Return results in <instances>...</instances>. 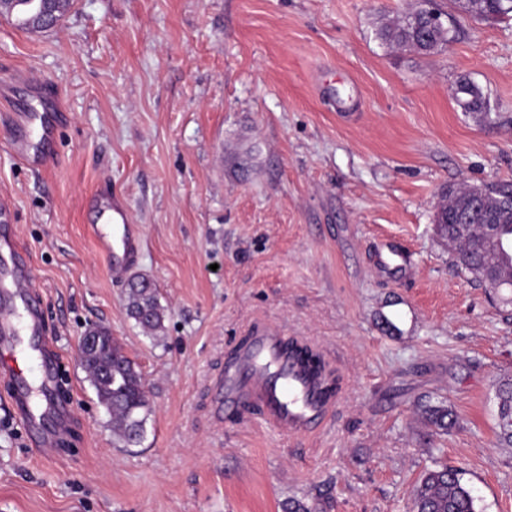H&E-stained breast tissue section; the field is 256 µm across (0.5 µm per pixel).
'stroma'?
Instances as JSON below:
<instances>
[{"label": "stroma", "instance_id": "stroma-1", "mask_svg": "<svg viewBox=\"0 0 512 512\" xmlns=\"http://www.w3.org/2000/svg\"><path fill=\"white\" fill-rule=\"evenodd\" d=\"M420 0H72L58 29L0 16V113L53 83L52 169L0 128V204L28 254L73 412L33 451L0 382V512H409L425 469L459 468L477 512H512L495 389L512 378V290L455 265L437 234L451 188L512 183V19L458 18L425 56L377 31ZM470 77L490 117L453 92ZM121 195L142 231L134 274L161 339L126 310L87 200ZM390 241L406 266L379 265ZM109 327L150 392L123 446L80 365ZM319 355L335 386L312 430L215 412L216 381L257 330ZM457 421L432 426L426 408Z\"/></svg>", "mask_w": 512, "mask_h": 512}]
</instances>
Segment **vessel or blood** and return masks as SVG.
Instances as JSON below:
<instances>
[{"mask_svg": "<svg viewBox=\"0 0 512 512\" xmlns=\"http://www.w3.org/2000/svg\"><path fill=\"white\" fill-rule=\"evenodd\" d=\"M10 123L17 131L11 146L29 168L41 171L54 163L56 113L15 112ZM33 127L39 131L35 145L25 135ZM7 215L1 208L0 379L9 387L14 416L35 431L32 447L45 452L56 445V435L45 422L63 415L56 399L58 359L49 351L40 296L30 284L28 264L18 252ZM99 218L92 228L96 247L112 280L124 281L141 249V229L131 223L124 202L114 195L103 198ZM220 386L224 409L258 406L266 420L286 430H306L327 405L318 380L289 354L283 337L273 330L252 338Z\"/></svg>", "mask_w": 512, "mask_h": 512, "instance_id": "obj_1", "label": "vessel or blood"}]
</instances>
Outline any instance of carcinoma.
<instances>
[{"label": "carcinoma", "instance_id": "cac0c4a2", "mask_svg": "<svg viewBox=\"0 0 512 512\" xmlns=\"http://www.w3.org/2000/svg\"><path fill=\"white\" fill-rule=\"evenodd\" d=\"M457 12L463 17L496 18L512 14V0H454ZM0 9L6 17L17 20L18 27L39 32L43 26L40 0H4ZM381 40L400 47L412 49L422 55H431L445 48L453 39L449 27L430 28L425 13L417 10L403 22L382 27ZM454 99L466 104L468 112H488L489 101L483 89L469 78L458 81ZM448 199V229L442 232L448 245L453 247L457 266L474 281L490 286L485 266V256L499 251L500 240L512 238V211L501 212L493 233L489 236L473 237L472 242L461 247L455 244L460 235L458 221L471 210L466 191L450 190ZM129 316L143 329L157 333L163 330L165 309L159 304L157 290L153 284L140 278L128 284L125 293ZM100 336L98 347L82 357V364L89 381L95 389L100 403L112 415L113 433L126 445L137 444L143 437L148 411L149 396L141 373L135 363L125 354L109 329L94 330ZM293 354L301 353L307 367L326 380L325 368L318 355L307 349L292 348ZM497 400V435L505 445H512V379L498 382L495 391ZM413 512H476L475 498L460 478V470L448 466L424 472L412 496Z\"/></svg>", "mask_w": 512, "mask_h": 512}]
</instances>
